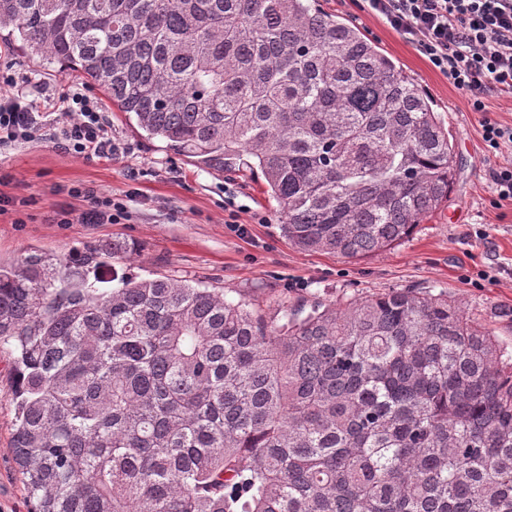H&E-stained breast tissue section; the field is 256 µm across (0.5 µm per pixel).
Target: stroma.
<instances>
[{"instance_id":"1","label":"stroma","mask_w":512,"mask_h":512,"mask_svg":"<svg viewBox=\"0 0 512 512\" xmlns=\"http://www.w3.org/2000/svg\"><path fill=\"white\" fill-rule=\"evenodd\" d=\"M319 8L359 27L435 102L454 147L455 177L448 200L403 242L363 259L299 250L282 237L279 205L261 177L238 167L216 174L199 169L149 142L122 112L108 113L112 136L123 147L114 161L87 160L37 140L0 149V192L27 199V220L0 215V259L31 249L64 255L103 240L136 244L117 273L167 275L245 298L266 309L340 304L393 288L445 294L476 326L492 332L512 354V204L491 206L484 120L512 123V101L492 96L487 112L471 111L465 96L430 69L415 45L363 10L358 0H318ZM0 58L38 81L47 98L85 88L80 76L29 59L9 43ZM74 186L125 199L116 224H59L57 207L83 208L68 196ZM238 219L245 233L231 230ZM15 354L0 350V512H28L29 499L11 450L15 420Z\"/></svg>"}]
</instances>
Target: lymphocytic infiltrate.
Here are the masks:
<instances>
[{
  "label": "lymphocytic infiltrate",
  "mask_w": 512,
  "mask_h": 512,
  "mask_svg": "<svg viewBox=\"0 0 512 512\" xmlns=\"http://www.w3.org/2000/svg\"><path fill=\"white\" fill-rule=\"evenodd\" d=\"M367 9L416 45L430 68L486 111L488 97L512 99V0H366ZM44 140L83 158L115 159L121 148L104 115L78 91L40 111L26 76L0 68V148ZM82 210L60 209V224H114L126 213L122 199L74 187Z\"/></svg>",
  "instance_id": "f902f5d3"
}]
</instances>
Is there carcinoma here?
I'll list each match as a JSON object with an SVG mask.
<instances>
[{
	"mask_svg": "<svg viewBox=\"0 0 512 512\" xmlns=\"http://www.w3.org/2000/svg\"><path fill=\"white\" fill-rule=\"evenodd\" d=\"M3 31L192 165L250 159L302 251L371 256L448 201L432 99L311 0H0ZM133 251L0 261L33 512H512V357L447 295L270 316L89 279Z\"/></svg>",
	"mask_w": 512,
	"mask_h": 512,
	"instance_id": "1",
	"label": "carcinoma"
}]
</instances>
